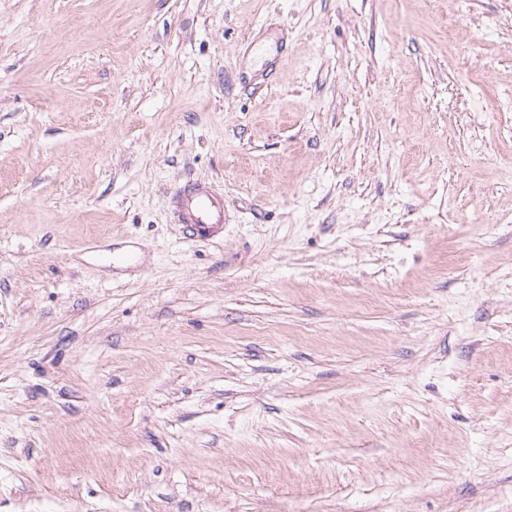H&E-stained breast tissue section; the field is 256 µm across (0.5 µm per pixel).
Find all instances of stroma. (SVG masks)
Listing matches in <instances>:
<instances>
[{
	"mask_svg": "<svg viewBox=\"0 0 512 512\" xmlns=\"http://www.w3.org/2000/svg\"><path fill=\"white\" fill-rule=\"evenodd\" d=\"M0 512H512V0H0ZM169 204L176 221L201 236L224 222V193L211 184L186 181L171 192Z\"/></svg>",
	"mask_w": 512,
	"mask_h": 512,
	"instance_id": "1",
	"label": "stroma"
}]
</instances>
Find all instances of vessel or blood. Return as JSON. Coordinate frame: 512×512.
I'll return each mask as SVG.
<instances>
[{
    "mask_svg": "<svg viewBox=\"0 0 512 512\" xmlns=\"http://www.w3.org/2000/svg\"><path fill=\"white\" fill-rule=\"evenodd\" d=\"M170 208L178 223L205 236L224 221V194L214 185L187 181L171 192Z\"/></svg>",
    "mask_w": 512,
    "mask_h": 512,
    "instance_id": "vessel-or-blood-1",
    "label": "vessel or blood"
}]
</instances>
